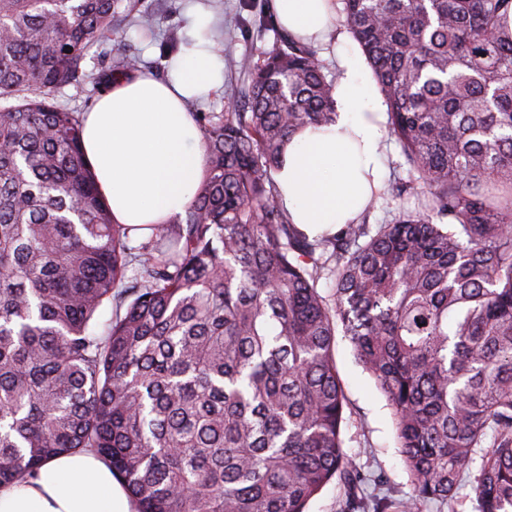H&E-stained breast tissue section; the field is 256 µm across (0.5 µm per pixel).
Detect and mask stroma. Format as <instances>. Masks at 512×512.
Instances as JSON below:
<instances>
[{
	"label": "stroma",
	"instance_id": "obj_1",
	"mask_svg": "<svg viewBox=\"0 0 512 512\" xmlns=\"http://www.w3.org/2000/svg\"><path fill=\"white\" fill-rule=\"evenodd\" d=\"M195 2L118 0V23L114 35L111 41L91 51L86 61L87 69L100 71L117 52L129 50L139 52L142 69L163 74L169 50L168 35L174 32L181 41H188L190 10ZM269 3L270 0H207V8L217 19V30H235L237 41L233 51L224 56L223 93L197 104V111H223L226 93L246 80L234 64L235 57L246 54L260 59L262 51L271 45L273 32L259 22ZM145 21L152 22L154 28V36L148 41L141 36V24ZM399 159L400 149L394 137H386L383 157L386 175L382 196L368 213V223H385L400 205L395 191V164ZM334 356L347 397L343 451L362 472L382 475L385 491L393 500H403L411 493L410 478L402 462L386 400L359 365L352 345L344 336H337Z\"/></svg>",
	"mask_w": 512,
	"mask_h": 512
}]
</instances>
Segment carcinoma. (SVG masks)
<instances>
[{
	"mask_svg": "<svg viewBox=\"0 0 512 512\" xmlns=\"http://www.w3.org/2000/svg\"><path fill=\"white\" fill-rule=\"evenodd\" d=\"M338 2L416 207L312 239L290 222L281 147L336 123L337 78L278 29L224 111L196 113L185 215L132 245L54 101L139 68L85 69L118 0H0V486L90 450L137 512H306L334 478L341 512H389L343 452L340 330L410 475L394 512L469 477L478 512H512V0Z\"/></svg>",
	"mask_w": 512,
	"mask_h": 512,
	"instance_id": "1",
	"label": "carcinoma"
}]
</instances>
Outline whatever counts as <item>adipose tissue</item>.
Listing matches in <instances>:
<instances>
[{"label": "adipose tissue", "instance_id": "ef3b65f1", "mask_svg": "<svg viewBox=\"0 0 512 512\" xmlns=\"http://www.w3.org/2000/svg\"><path fill=\"white\" fill-rule=\"evenodd\" d=\"M279 23L310 43L336 25L335 0H272ZM190 41L165 75H114L83 116L85 159L112 220L166 224L184 213L202 176L205 155L192 105L224 84V57L213 52L212 13L191 11ZM336 125L306 127L286 145L275 176L292 223L308 236L357 218L383 175L387 107L361 58L339 49ZM0 512H128L111 470L93 453L62 455L38 475L0 487Z\"/></svg>", "mask_w": 512, "mask_h": 512}]
</instances>
